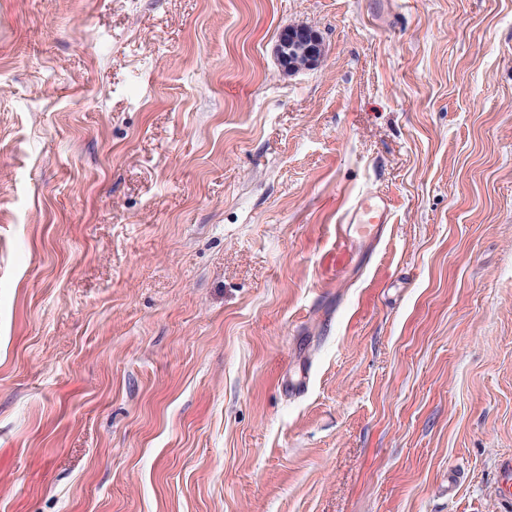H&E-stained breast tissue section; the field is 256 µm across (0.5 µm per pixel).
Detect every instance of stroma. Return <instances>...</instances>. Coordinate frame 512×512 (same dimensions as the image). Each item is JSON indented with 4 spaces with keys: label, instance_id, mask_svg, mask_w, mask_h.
Wrapping results in <instances>:
<instances>
[{
    "label": "stroma",
    "instance_id": "1",
    "mask_svg": "<svg viewBox=\"0 0 512 512\" xmlns=\"http://www.w3.org/2000/svg\"><path fill=\"white\" fill-rule=\"evenodd\" d=\"M506 456L512 0H0V512H505ZM299 27H288L285 29L280 37L279 41L282 42V55L283 60H279L282 67H289L292 69H297L299 67H308L307 63L310 62L312 58L308 57L305 54L306 46L299 42ZM391 210L387 199L373 193L361 195L340 225L341 237L351 240L371 238L379 224H387Z\"/></svg>",
    "mask_w": 512,
    "mask_h": 512
}]
</instances>
